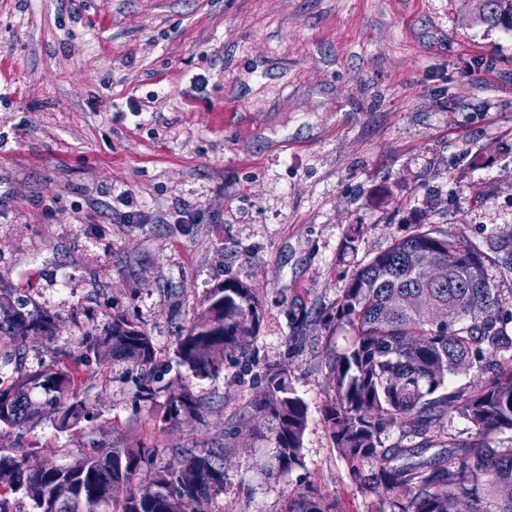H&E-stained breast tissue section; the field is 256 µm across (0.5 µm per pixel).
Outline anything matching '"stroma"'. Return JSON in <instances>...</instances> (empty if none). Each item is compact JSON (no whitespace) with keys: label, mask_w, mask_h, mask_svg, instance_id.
Masks as SVG:
<instances>
[{"label":"stroma","mask_w":512,"mask_h":512,"mask_svg":"<svg viewBox=\"0 0 512 512\" xmlns=\"http://www.w3.org/2000/svg\"><path fill=\"white\" fill-rule=\"evenodd\" d=\"M151 92L133 115L128 98ZM0 141V296L58 319L20 362L0 336V378L66 368L87 406L63 426L33 390L38 413L0 428L1 449L66 466L153 448L144 485L175 448L221 446L212 512H285L298 492L332 512H395L351 482L325 421L328 356L352 338L336 308L355 270L432 226L479 248L512 293V31L473 22L465 0H0ZM126 189L128 208L113 198ZM227 277L260 299V327L250 354L203 379L176 357L177 333ZM118 314L153 339V402L125 360L87 352ZM269 368L308 408L285 475L250 428ZM184 389L204 405L190 426L168 415ZM474 438L453 411L428 438L382 441L429 458Z\"/></svg>","instance_id":"35a3bbf8"}]
</instances>
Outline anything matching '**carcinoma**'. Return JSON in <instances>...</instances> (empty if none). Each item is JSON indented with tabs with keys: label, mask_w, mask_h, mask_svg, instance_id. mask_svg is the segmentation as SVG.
I'll list each match as a JSON object with an SVG mask.
<instances>
[{
	"label": "carcinoma",
	"mask_w": 512,
	"mask_h": 512,
	"mask_svg": "<svg viewBox=\"0 0 512 512\" xmlns=\"http://www.w3.org/2000/svg\"><path fill=\"white\" fill-rule=\"evenodd\" d=\"M479 18L512 30V0H471ZM261 304L251 288L234 278L210 289L204 308L177 337L175 354L198 377L224 369V354H244L257 335ZM336 322L353 340L328 356L334 395L325 419L351 480L382 496L405 493L400 512H512V448H492L491 434L512 430V311L500 289L485 276L484 258L458 236L429 229L396 241L355 271L336 309ZM57 318L24 303H0V335L23 340L50 337ZM112 350L139 371L137 397L159 392L150 370L155 362L151 336L141 326L114 319L95 354ZM471 373L467 394L448 391V375ZM255 404L253 428H267L282 474L299 463L307 406L296 396L283 369H270ZM41 389L46 404L60 407L73 392L63 370L26 374L0 385V424L15 428L38 412L27 390ZM201 403L188 391L170 397L169 416L197 419ZM466 417L475 442L448 460L412 465L396 461L408 448H385L382 436L410 424L419 434L448 410ZM148 448H108L85 454L65 467L50 468L28 458L0 454V512H12L9 494L26 495L34 512H196L224 496V449L179 448L178 463L155 472L149 484L136 483ZM287 512H330L298 492Z\"/></svg>",
	"instance_id": "1"
}]
</instances>
